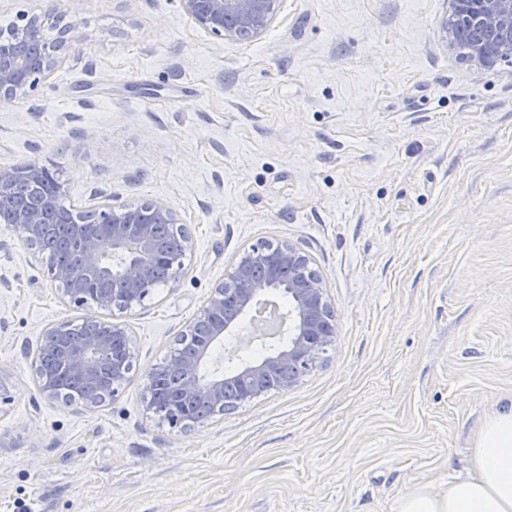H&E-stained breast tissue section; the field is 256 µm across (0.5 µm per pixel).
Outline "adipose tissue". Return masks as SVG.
I'll list each match as a JSON object with an SVG mask.
<instances>
[{
  "label": "adipose tissue",
  "instance_id": "adipose-tissue-1",
  "mask_svg": "<svg viewBox=\"0 0 512 512\" xmlns=\"http://www.w3.org/2000/svg\"><path fill=\"white\" fill-rule=\"evenodd\" d=\"M473 473L438 491L401 497L395 512H512V405L495 411L474 438Z\"/></svg>",
  "mask_w": 512,
  "mask_h": 512
}]
</instances>
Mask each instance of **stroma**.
I'll return each mask as SVG.
<instances>
[{
    "label": "stroma",
    "instance_id": "1",
    "mask_svg": "<svg viewBox=\"0 0 512 512\" xmlns=\"http://www.w3.org/2000/svg\"><path fill=\"white\" fill-rule=\"evenodd\" d=\"M448 0H281L222 40L179 0H81L48 81L0 98V165L38 161L88 210L164 199L193 249L126 318L138 357L94 409L41 401L39 332L102 317L64 303L0 224V512H395L471 470L512 401V64L440 38ZM63 24L44 33L60 38ZM289 240L336 314L296 387L188 431L145 390L238 255Z\"/></svg>",
    "mask_w": 512,
    "mask_h": 512
}]
</instances>
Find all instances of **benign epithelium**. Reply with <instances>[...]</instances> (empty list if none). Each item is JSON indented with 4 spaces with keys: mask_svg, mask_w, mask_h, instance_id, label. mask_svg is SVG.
Returning <instances> with one entry per match:
<instances>
[{
    "mask_svg": "<svg viewBox=\"0 0 512 512\" xmlns=\"http://www.w3.org/2000/svg\"><path fill=\"white\" fill-rule=\"evenodd\" d=\"M450 17L440 22L442 41L456 49V25L470 23L482 36L473 43L465 60L480 69H493L512 58V0H448ZM181 6L196 25L220 39L237 40L243 34L262 35L275 21L279 0H181ZM59 46L43 40V24L37 17L22 16L15 34H0V96L13 98L48 79L61 62ZM51 171L37 161L0 166V198L21 180L37 182ZM65 185L52 180L50 194L36 204L19 202L0 208V224H11L22 242L40 255L41 232L52 219L56 200ZM164 223L181 227L176 214L157 198L140 206L114 204L103 195L93 206L96 229L72 225L74 257L47 265L61 297L75 307H95L112 313L132 314L145 306L155 288L159 268H167L164 285H177L186 274L184 259L191 251L190 239L183 250L169 253L161 246L156 225L141 216V207ZM272 291L288 297V344L265 359L248 363L226 377L224 372L206 374L216 344L236 335L240 319L255 311ZM88 333L73 334V324H51L39 334L31 368L42 400H77L96 408L114 397L128 379L137 359L136 344L128 323L83 319ZM336 337V318L324 278L311 268L308 254L296 243L248 248L225 271L224 281L213 287L200 311L184 325L174 347L155 372L171 374L177 388L168 404L156 403L153 383L147 385L145 411L172 428H190L199 423L187 407L198 399L210 415L229 411L225 388L234 387L237 404L244 405L263 393L266 377L286 366L282 388L299 384L317 367L320 355Z\"/></svg>",
    "mask_w": 512,
    "mask_h": 512,
    "instance_id": "benign-epithelium-1",
    "label": "benign epithelium"
}]
</instances>
